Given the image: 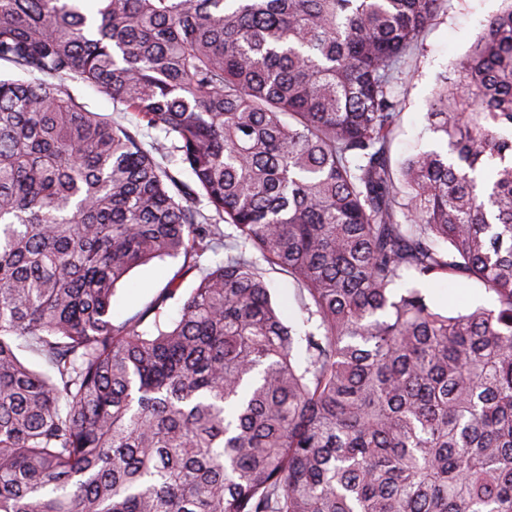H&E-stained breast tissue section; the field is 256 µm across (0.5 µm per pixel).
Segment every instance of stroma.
I'll list each match as a JSON object with an SVG mask.
<instances>
[{
	"mask_svg": "<svg viewBox=\"0 0 512 512\" xmlns=\"http://www.w3.org/2000/svg\"><path fill=\"white\" fill-rule=\"evenodd\" d=\"M503 0H446L432 24L419 39L409 61L411 77L398 79L392 94L400 104V123L392 142L393 161L401 162L420 151L444 150L446 142L432 130L427 114L444 84H458L452 63L476 44L484 22L499 12ZM183 265L182 258L165 257L134 268L112 298V320L120 323L138 316L156 298ZM266 282L284 320L298 325L301 312L296 285L278 269H267ZM430 301L448 309L450 301L462 305L495 307L496 296L476 284L443 278L422 286Z\"/></svg>",
	"mask_w": 512,
	"mask_h": 512,
	"instance_id": "1",
	"label": "stroma"
}]
</instances>
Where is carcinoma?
Wrapping results in <instances>:
<instances>
[{"mask_svg": "<svg viewBox=\"0 0 512 512\" xmlns=\"http://www.w3.org/2000/svg\"><path fill=\"white\" fill-rule=\"evenodd\" d=\"M97 2L0 0L29 76L0 77V512H512V0L432 104L447 152L399 165L392 86L444 0ZM445 276L496 308L399 291ZM71 87L73 94L78 97L79 101L85 103L88 110L118 120L125 126L131 127L132 124H136L135 116L131 112H121L123 106L116 103L112 96L102 90L84 84ZM183 256L154 259L134 268L115 290L112 320L124 322L153 305L156 298L183 265ZM261 265L266 269V282L270 289L273 302L282 308L283 318L290 325L296 326L301 321V312L297 302L298 286L281 270L271 269L264 261Z\"/></svg>", "mask_w": 512, "mask_h": 512, "instance_id": "1", "label": "carcinoma"}]
</instances>
